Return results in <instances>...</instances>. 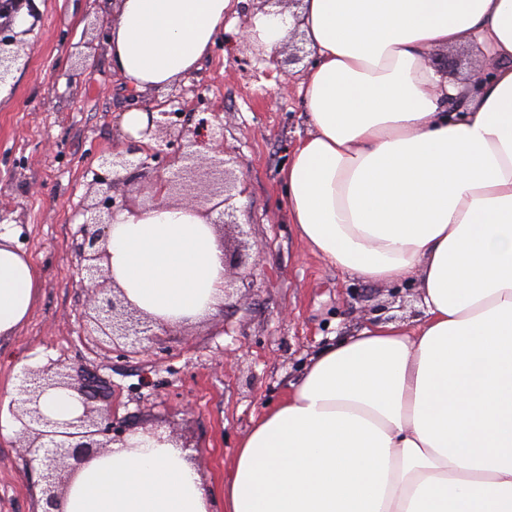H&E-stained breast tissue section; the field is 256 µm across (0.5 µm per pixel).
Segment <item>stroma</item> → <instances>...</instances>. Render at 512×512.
Returning a JSON list of instances; mask_svg holds the SVG:
<instances>
[{
    "mask_svg": "<svg viewBox=\"0 0 512 512\" xmlns=\"http://www.w3.org/2000/svg\"><path fill=\"white\" fill-rule=\"evenodd\" d=\"M113 0H34L39 21L25 36L27 67L0 91V210L37 266L41 285L28 321L0 338V397L15 394L24 367L83 363L112 384V406L134 430L157 428L187 445L224 509V471L239 439L276 404L322 345L375 318L420 317L414 282L369 284L328 266L301 241L281 203L279 171L307 130L298 86L306 61L268 57L240 33L257 8L238 0L198 71L182 80L194 109L223 124L224 146L247 180L237 204L258 253L254 284L231 320L214 315L167 339L164 359L120 356L89 335L81 314L76 232L101 153L122 146L131 103L108 54ZM94 54H86L85 43ZM191 412H182L183 404ZM18 437H0V512H38L39 477Z\"/></svg>",
    "mask_w": 512,
    "mask_h": 512,
    "instance_id": "stroma-1",
    "label": "stroma"
}]
</instances>
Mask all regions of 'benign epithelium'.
<instances>
[{
    "mask_svg": "<svg viewBox=\"0 0 512 512\" xmlns=\"http://www.w3.org/2000/svg\"><path fill=\"white\" fill-rule=\"evenodd\" d=\"M24 7L29 17L37 18L30 0H15L13 7L0 13L3 18L0 23V85L8 83L20 67L27 66L21 36L32 27L14 31L15 18ZM430 66L451 81L459 72L460 60L452 55L432 56ZM184 95L182 89L163 101L155 98L144 104L148 123L139 132L140 138L126 134L123 148L100 156V167L112 174L132 166L139 171L155 172V179L147 186L144 208L166 202L178 205L183 192L193 189L197 191L195 206L207 223L215 227L234 225L243 235L245 231L234 213L224 209L228 201L225 161L185 153V149L204 142L209 144L211 152L224 154V129L202 119L190 130L187 113L166 110L174 99H182ZM188 134L192 135V140L182 143ZM153 140L175 144L177 149L166 152L152 146ZM137 154L141 158L135 163L130 157ZM173 167L176 168L174 176L165 178L160 174V170ZM94 184L98 185L94 202L80 209L83 216L78 229L81 241L76 243L79 286L90 293L91 298L82 319L92 325V330L107 337L112 348L125 355L152 356L165 350L166 337L177 327L161 323L133 306L106 272L107 229L112 215L119 209H131V205L127 193L120 189V177L108 180L98 173ZM220 241L224 247V269L238 271L242 287L251 288L252 274L242 245H229L223 234ZM49 389L77 392L81 398V414L63 421L47 417L39 401ZM8 410L21 424L19 439L27 452V462L39 473L42 512H63L62 502L77 471L111 445L126 443V429L117 425L112 413V384L86 366L76 368L57 360L42 367L25 368Z\"/></svg>",
    "mask_w": 512,
    "mask_h": 512,
    "instance_id": "benign-epithelium-1",
    "label": "benign epithelium"
}]
</instances>
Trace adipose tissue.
Masks as SVG:
<instances>
[{
  "label": "adipose tissue",
  "mask_w": 512,
  "mask_h": 512,
  "mask_svg": "<svg viewBox=\"0 0 512 512\" xmlns=\"http://www.w3.org/2000/svg\"><path fill=\"white\" fill-rule=\"evenodd\" d=\"M233 0H118L108 42L143 93L196 71ZM313 61L309 131L279 172L288 221L365 283L418 282L422 317L326 344L264 409L224 478V512H512V0H303L255 14L268 55ZM474 42V91L427 63ZM106 269L168 324L218 313L224 250L194 206L116 212ZM36 266L0 226V338L26 322ZM186 452L142 434L75 475L63 512H209Z\"/></svg>",
  "instance_id": "adipose-tissue-1"
}]
</instances>
